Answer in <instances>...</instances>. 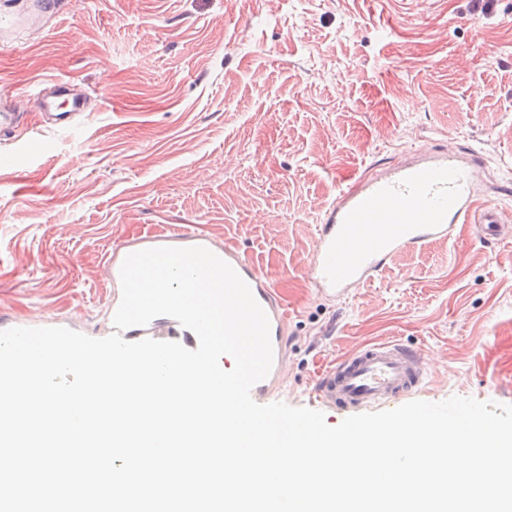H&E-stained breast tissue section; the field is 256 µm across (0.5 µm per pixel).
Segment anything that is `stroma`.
<instances>
[{
  "label": "stroma",
  "instance_id": "stroma-1",
  "mask_svg": "<svg viewBox=\"0 0 512 512\" xmlns=\"http://www.w3.org/2000/svg\"><path fill=\"white\" fill-rule=\"evenodd\" d=\"M75 79L88 110L0 140V330L111 335L116 247L179 228L231 245L291 313L269 402L322 410L319 374L373 341L429 353L403 402L512 404V240L470 226L317 295V228L356 173L462 145L512 208V0H60L0 39V88Z\"/></svg>",
  "mask_w": 512,
  "mask_h": 512
}]
</instances>
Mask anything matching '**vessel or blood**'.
<instances>
[{
	"instance_id": "1",
	"label": "vessel or blood",
	"mask_w": 512,
	"mask_h": 512,
	"mask_svg": "<svg viewBox=\"0 0 512 512\" xmlns=\"http://www.w3.org/2000/svg\"><path fill=\"white\" fill-rule=\"evenodd\" d=\"M33 109L57 123L85 111L84 99L71 81L57 80L40 89ZM24 119L16 96L0 94V136L16 133ZM479 154L429 153L412 164L382 173H364L338 189L335 202L318 228L311 276L318 292L349 295L352 287L371 279L396 253L421 249L450 239L459 225H476L487 240L512 238L499 206L483 201L474 188ZM248 284L270 322L274 361L267 380L251 396L263 398L270 381L283 373V338L289 320L287 305L256 265L233 247L218 250ZM127 341L151 338L198 347L197 335L175 319H153L143 327L123 330ZM427 355L398 341L368 343L348 352L322 372L316 383L319 402L340 409L386 404L418 389L427 376Z\"/></svg>"
}]
</instances>
